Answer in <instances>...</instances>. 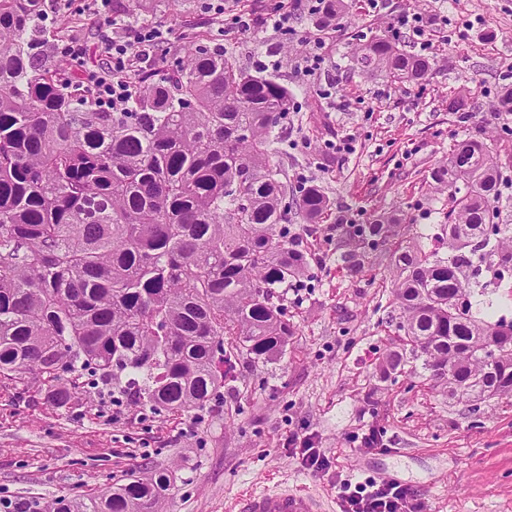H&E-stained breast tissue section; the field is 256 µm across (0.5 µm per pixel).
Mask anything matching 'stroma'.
Returning a JSON list of instances; mask_svg holds the SVG:
<instances>
[{
    "instance_id": "obj_1",
    "label": "stroma",
    "mask_w": 512,
    "mask_h": 512,
    "mask_svg": "<svg viewBox=\"0 0 512 512\" xmlns=\"http://www.w3.org/2000/svg\"><path fill=\"white\" fill-rule=\"evenodd\" d=\"M98 7L97 0H44L45 28L63 14L79 21L84 53L65 68L106 62ZM112 7L114 18L152 23L173 37L188 21L219 27L200 0H181L175 13L146 11L136 0H114ZM416 12L448 18L447 27L432 26L428 49L413 32L403 33L407 50L433 60L425 80L394 85L380 75L348 73L356 35L384 33ZM317 34L303 18L286 38L260 23L224 42L247 68L280 61L274 73L296 99L275 131L292 185L318 183L337 209L355 215L396 213L410 235L420 236L446 221L448 197L429 195L428 180L454 141L491 136L512 177V114L493 110L512 84V0H388L378 14L369 0H356L347 25L329 35L325 62L311 72L305 57ZM463 90L478 103L465 122L448 111L449 97ZM314 246L323 265L286 296L297 328L287 354L273 364L238 361L236 390L217 412L158 416L106 394L58 409L36 389L0 384V499L96 496L157 467L176 477L163 512H229L248 491L286 487L310 492L316 512H340V476L408 486L421 512H512V399L474 407L422 377L381 380L379 358L398 339L387 321L385 261L353 278L334 242L320 237ZM371 430L380 439L373 448L361 442ZM304 437L329 458L328 470L301 466L294 446Z\"/></svg>"
}]
</instances>
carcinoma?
<instances>
[{"instance_id":"1","label":"carcinoma","mask_w":512,"mask_h":512,"mask_svg":"<svg viewBox=\"0 0 512 512\" xmlns=\"http://www.w3.org/2000/svg\"><path fill=\"white\" fill-rule=\"evenodd\" d=\"M350 7L328 0L316 27H339ZM41 17L42 0H0V380L34 384L66 408L86 373L116 403L206 411L234 391L232 359L287 353L296 329L282 289L321 264L308 239L336 229L349 275L371 255L387 261L399 308L388 316L399 344L387 375L415 376L420 359L452 398L512 397V319L479 282L487 261L512 277V224L502 219L512 204L502 203L492 139L455 142L430 172L431 190L450 201L440 248L423 250L388 216L356 224L337 215L324 228L323 187L291 190L274 161V130L295 108L284 83L250 73L186 25L176 70L165 57L131 65L129 98L105 108L57 65ZM351 61L394 83L432 69L395 32L357 44ZM476 109L465 94L448 98L461 120ZM173 486L171 471L152 470L86 502L59 497L14 512H161Z\"/></svg>"}]
</instances>
